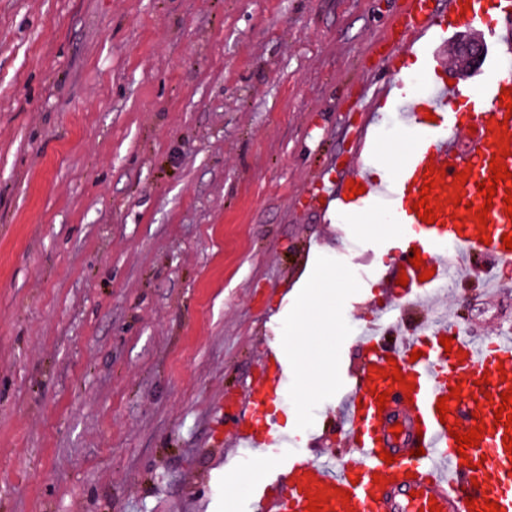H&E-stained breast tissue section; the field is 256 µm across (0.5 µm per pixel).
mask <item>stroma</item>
I'll return each instance as SVG.
<instances>
[{
	"instance_id": "stroma-1",
	"label": "stroma",
	"mask_w": 512,
	"mask_h": 512,
	"mask_svg": "<svg viewBox=\"0 0 512 512\" xmlns=\"http://www.w3.org/2000/svg\"><path fill=\"white\" fill-rule=\"evenodd\" d=\"M405 4L0 0V512H249L276 452L223 441L274 339L288 451L342 455L402 227L316 200L384 57L414 61ZM438 299L473 339L512 332V279Z\"/></svg>"
}]
</instances>
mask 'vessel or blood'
I'll return each instance as SVG.
<instances>
[{
    "label": "vessel or blood",
    "mask_w": 512,
    "mask_h": 512,
    "mask_svg": "<svg viewBox=\"0 0 512 512\" xmlns=\"http://www.w3.org/2000/svg\"><path fill=\"white\" fill-rule=\"evenodd\" d=\"M485 0H448L438 9L435 0H408L404 24L405 39L411 54L427 58L431 43L448 25L466 23L485 26L489 36L506 42L500 67L482 86L472 89L436 79L431 66H424L422 85L416 86L396 77L380 84L368 106L377 112L385 108L389 96H396L395 110L403 130L410 136V148L398 167L384 165L377 149V131L371 126L357 128L349 157L351 181L360 183L363 194L354 196L349 184L322 196L323 212L340 213L347 207L358 211L377 208L395 215L402 224H421L424 236L416 250L400 251L398 264L392 267L388 285L399 276H407L399 294L409 303L428 298L439 283L450 279L452 269L468 270L472 251H480L494 261L481 285L494 287L501 282L500 271L512 264V250H506L503 234H512V218L505 214L504 198L512 182L503 180L493 196L487 220L492 229L488 242H481L474 211L484 199L479 183L491 178L490 161L500 146L510 151L502 159L512 171V120H506V103L500 95L512 90V0H495L498 16L486 19ZM472 98L476 108L461 115L449 103ZM439 174L431 190V201L440 203L438 221L420 223L413 209L420 198L423 175L428 170ZM468 172L469 180L455 188L456 173ZM461 194L462 205H454V194ZM420 253L422 268L408 259ZM432 273L420 277L421 270ZM402 317L396 308L380 305L359 333L361 344L371 347L370 356L356 369L347 372L343 397L347 410L343 423L352 440L351 456L338 467H329L316 454H288L276 466L288 478L287 493L277 492L273 477H266L251 505L253 512H308L309 495L327 498V512H424L430 500H437L441 512H482L486 501L496 502L512 512V453L503 445L504 425L496 424L495 410L502 395L512 389V336H494L474 343L463 336L455 322L417 323L399 328ZM452 340L445 350L441 338ZM419 358H412V351ZM265 373L255 381L248 394L235 402V414L242 423L233 433L239 448H264L279 445L283 437L274 419L255 425L268 393L288 378V363L281 344L265 349ZM399 367L405 381L414 385L404 392L400 384L388 379L392 367ZM460 387L459 398H450L451 388ZM388 392L386 407H379L376 392ZM448 398L447 416H439L440 398ZM483 420L485 431L475 446L458 453L456 441L447 425L456 422L459 433H467L476 420ZM400 435H393L394 426ZM425 451L428 477H409L407 468L414 462V448ZM390 452L393 463L381 458ZM350 492L343 502L342 492Z\"/></svg>",
    "instance_id": "b4317fda"
}]
</instances>
